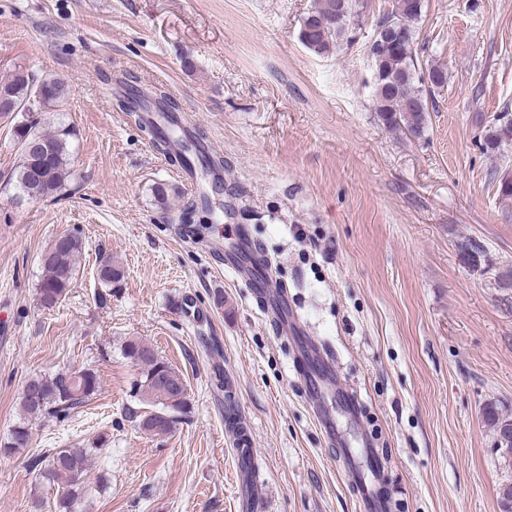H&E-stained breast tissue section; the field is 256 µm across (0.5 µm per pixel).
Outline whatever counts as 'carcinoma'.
Here are the masks:
<instances>
[{"instance_id": "carcinoma-1", "label": "carcinoma", "mask_w": 512, "mask_h": 512, "mask_svg": "<svg viewBox=\"0 0 512 512\" xmlns=\"http://www.w3.org/2000/svg\"><path fill=\"white\" fill-rule=\"evenodd\" d=\"M356 0H314L311 11L303 18L298 38L318 56H327L349 39L356 13ZM424 0H391V9L380 16L373 28L369 53L373 60L372 100L375 112L390 131L406 137L424 134L428 118V96L445 86L448 70L440 65H418L415 54L416 24ZM66 93L58 77L41 76L23 70L0 82V118L12 120L11 130L19 148V161L10 179L26 200L61 199L68 195L70 172V128L60 125L53 130L41 127L34 112L59 106ZM116 104L128 120L149 138L162 153L178 146L172 160L183 167L200 166L203 174L219 171L224 160L201 150L202 134L185 140L181 131L180 104L164 88L156 87L151 95L140 92L135 102L127 95L116 96ZM484 128L482 149L497 154L512 142V118L494 115L481 119ZM36 143L40 152L27 146ZM157 204L167 207L178 188L160 183L153 188ZM82 240L75 234L57 237L44 255V275L38 289L45 307L55 305L71 286ZM124 276L122 267L105 259L98 269V279L110 287ZM125 355L142 369L138 387L140 400L162 409L142 416L140 428L152 435L170 433L176 413L186 403L187 389L182 374L169 365L157 351L138 338L125 345ZM100 380L89 368H67L50 375L35 376L23 388L20 404L30 416L63 419L70 410L85 404L97 394ZM30 432L24 422L16 424L6 440L0 441V453L11 454L29 444ZM96 443L75 448H55L47 454L29 457V467L40 476L66 489L81 487L88 472V458Z\"/></svg>"}]
</instances>
